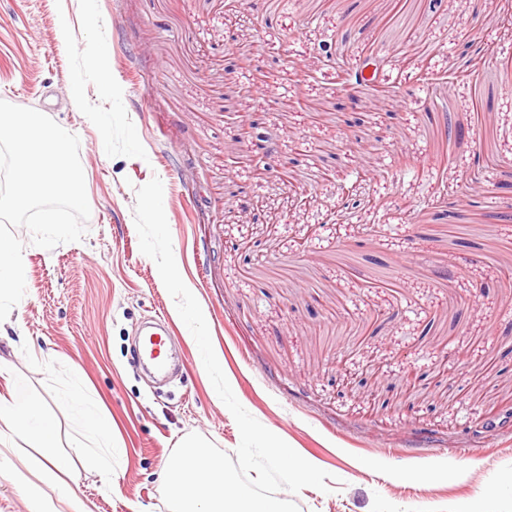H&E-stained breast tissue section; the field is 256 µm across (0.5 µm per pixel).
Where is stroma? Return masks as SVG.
Returning <instances> with one entry per match:
<instances>
[{
	"label": "stroma",
	"instance_id": "obj_1",
	"mask_svg": "<svg viewBox=\"0 0 512 512\" xmlns=\"http://www.w3.org/2000/svg\"><path fill=\"white\" fill-rule=\"evenodd\" d=\"M77 48L62 46L61 13ZM334 39L333 58H319ZM375 85L344 86L360 56ZM512 0H0V100L80 140L91 215L47 250L25 228L26 293L0 357L56 402L80 372L124 453L70 483L94 512H168L160 472L197 433L235 453L189 329L139 247L136 190L163 184L181 277L240 404L330 475L300 512H512ZM118 93L107 102L95 76ZM78 90L92 118L70 96ZM258 123L256 165L237 138ZM416 162L406 172L403 157ZM366 170L353 206L343 176ZM158 316L181 366L138 367ZM463 372L448 380L449 366ZM364 466H357V459ZM443 470L442 479L391 473Z\"/></svg>",
	"mask_w": 512,
	"mask_h": 512
}]
</instances>
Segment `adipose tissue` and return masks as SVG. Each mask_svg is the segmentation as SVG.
<instances>
[{"mask_svg": "<svg viewBox=\"0 0 512 512\" xmlns=\"http://www.w3.org/2000/svg\"><path fill=\"white\" fill-rule=\"evenodd\" d=\"M0 377L7 383L0 394V444L25 436L32 449L22 465L0 452V471H7L30 512H94L91 502L67 483L78 466L90 463L101 471L112 467L119 444L112 419L98 400L84 393L82 379H75L58 398V406L79 426V436L62 449L55 432V418L30 394L27 382L12 364L0 359Z\"/></svg>", "mask_w": 512, "mask_h": 512, "instance_id": "ef3b65f1", "label": "adipose tissue"}]
</instances>
